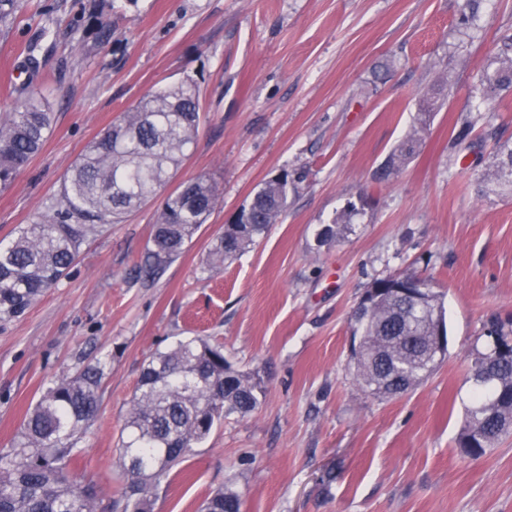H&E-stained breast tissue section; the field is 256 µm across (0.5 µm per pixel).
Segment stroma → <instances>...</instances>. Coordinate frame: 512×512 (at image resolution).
I'll return each instance as SVG.
<instances>
[{
  "label": "stroma",
  "instance_id": "obj_1",
  "mask_svg": "<svg viewBox=\"0 0 512 512\" xmlns=\"http://www.w3.org/2000/svg\"><path fill=\"white\" fill-rule=\"evenodd\" d=\"M510 35L512 0H479L466 24L458 0H19L0 24V107L19 101L32 45L53 124L0 189V241L59 208L72 167L123 111L186 77L200 85L201 125L174 180L211 176L221 196L156 276L137 273L151 202L90 238L22 316L0 321V449L60 377L109 356L75 467L112 512L145 361L202 336L260 379L261 404L227 417L160 482L154 512H201L230 482L243 512H512V435L476 459L455 443L469 355L491 318L512 315V192L486 189L494 152L512 147V90L482 104L471 95ZM435 89L416 155L379 181ZM477 109L482 120L454 145ZM297 168L306 176L287 213L209 270L211 240L256 186ZM333 222L352 230L318 244ZM399 272L432 276L443 293L448 351L415 390L382 399L354 378L352 317L375 279Z\"/></svg>",
  "mask_w": 512,
  "mask_h": 512
}]
</instances>
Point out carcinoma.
Masks as SVG:
<instances>
[{"label":"carcinoma","instance_id":"carcinoma-1","mask_svg":"<svg viewBox=\"0 0 512 512\" xmlns=\"http://www.w3.org/2000/svg\"><path fill=\"white\" fill-rule=\"evenodd\" d=\"M512 87V38L504 41L495 66L472 90L479 100ZM200 89L186 77L154 90L124 112L73 166L59 208L41 214L7 243L0 242V321L25 313L66 276L83 244L128 212L161 199L151 247L140 269L148 275L181 255L217 204L214 180L200 175L167 191L199 133ZM389 156L384 176L398 172L416 153L420 131ZM52 127L47 96L37 86L0 113V187L8 188L42 149ZM491 176L512 184V148L499 147ZM303 173H279L262 183L233 224L224 226L208 251L219 269L252 248L283 216L288 195ZM391 280H414L430 289L418 306L389 290L354 318L360 350L351 355L362 389L390 398L414 390L442 361L430 353L435 323L445 322L442 295L430 277L402 272ZM486 342L471 357L469 405L457 439L460 453L481 457L512 433V355L491 357ZM107 362L97 358L62 378L22 424L18 441L0 453V512H99L96 486L76 480L72 464L80 439L101 401ZM260 382L234 369L224 350L202 338L180 339L143 366L126 419L120 461L127 478L123 512H153L152 490L188 461L215 425L260 404ZM232 486L212 496L204 512H240Z\"/></svg>","mask_w":512,"mask_h":512}]
</instances>
